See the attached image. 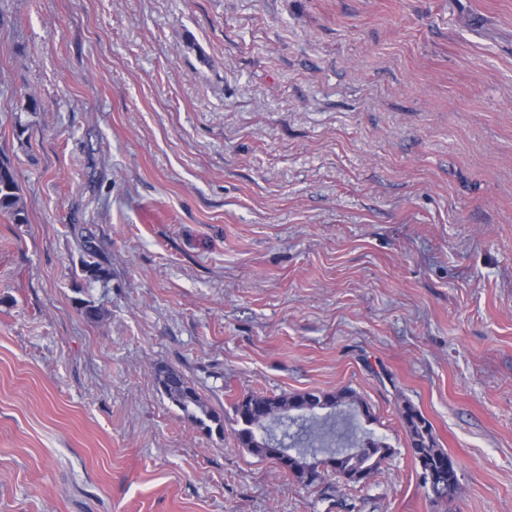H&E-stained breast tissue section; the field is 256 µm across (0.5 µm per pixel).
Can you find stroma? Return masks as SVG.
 Listing matches in <instances>:
<instances>
[{
    "label": "stroma",
    "mask_w": 512,
    "mask_h": 512,
    "mask_svg": "<svg viewBox=\"0 0 512 512\" xmlns=\"http://www.w3.org/2000/svg\"><path fill=\"white\" fill-rule=\"evenodd\" d=\"M1 154L0 512H512V0H0ZM344 388L367 484L239 445L236 399ZM0 213L13 223H27V205L21 194L17 173L9 158L0 157ZM156 380L164 394L186 416L212 432V427L206 424L205 419L197 415L199 412L206 420L216 424L219 434L223 433L224 419L212 409H208L195 389L188 385L178 371L169 368L160 369ZM400 418L409 437L408 448L411 457L418 466L446 468L457 472V462L445 448H440L433 433L431 423L410 403H404L399 409Z\"/></svg>",
    "instance_id": "stroma-1"
}]
</instances>
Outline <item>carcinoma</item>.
<instances>
[{
    "mask_svg": "<svg viewBox=\"0 0 512 512\" xmlns=\"http://www.w3.org/2000/svg\"><path fill=\"white\" fill-rule=\"evenodd\" d=\"M0 213L8 215L13 223H27V205L21 194L17 173L7 157H0ZM158 385L164 394L186 416L192 418L199 425L211 429L207 422L216 424L219 434H224V419L215 411L209 409L194 388L188 385L184 377L174 369H161L156 375ZM308 396L313 400L328 406L354 407L361 404L357 393L350 389H341L334 393L317 394L308 392L283 395L249 394L233 404L236 423L240 425L237 430L238 441L242 447L250 452L271 459L296 482L305 483L303 472L288 465V462L272 454L275 436L271 433L274 424L283 427V437H288V425L295 423V419L288 416V410L294 407L297 399ZM400 418L409 437V452L414 462L425 467H449L457 470V462L440 447L433 433L431 423L423 414L410 403H404L399 409ZM305 429V436H297L296 441L306 446V451L313 454H335L342 449L324 447L327 435L335 434V429L326 428L317 431L314 424H301ZM361 445L373 449L378 456L375 469L394 453V449L383 438L371 432L363 433Z\"/></svg>",
    "mask_w": 512,
    "mask_h": 512,
    "instance_id": "cac0c4a2",
    "label": "carcinoma"
}]
</instances>
